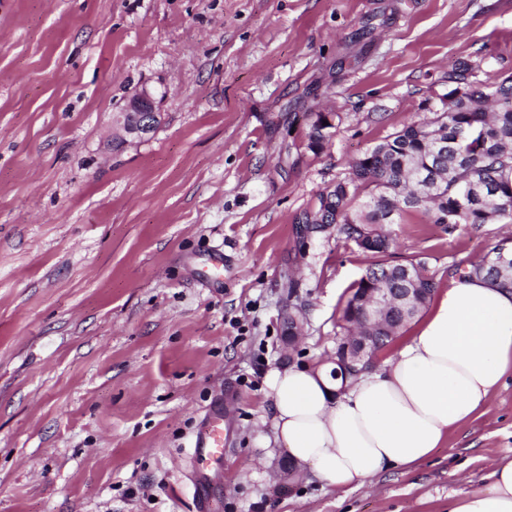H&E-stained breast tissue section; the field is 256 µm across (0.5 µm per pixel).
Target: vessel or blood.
Listing matches in <instances>:
<instances>
[{
    "label": "vessel or blood",
    "instance_id": "obj_1",
    "mask_svg": "<svg viewBox=\"0 0 512 512\" xmlns=\"http://www.w3.org/2000/svg\"><path fill=\"white\" fill-rule=\"evenodd\" d=\"M193 456L197 462L200 482L197 489L199 512H213L211 473L224 460V414L210 411L197 431L193 442Z\"/></svg>",
    "mask_w": 512,
    "mask_h": 512
}]
</instances>
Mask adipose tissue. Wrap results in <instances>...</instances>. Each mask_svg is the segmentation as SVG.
<instances>
[{
    "instance_id": "ef3b65f1",
    "label": "adipose tissue",
    "mask_w": 512,
    "mask_h": 512,
    "mask_svg": "<svg viewBox=\"0 0 512 512\" xmlns=\"http://www.w3.org/2000/svg\"><path fill=\"white\" fill-rule=\"evenodd\" d=\"M512 375V290L460 278L414 336L345 391L323 368L268 371L272 434L305 477L351 491L391 468H411L457 427L483 415ZM489 482L448 499V512H512V458L491 466Z\"/></svg>"
}]
</instances>
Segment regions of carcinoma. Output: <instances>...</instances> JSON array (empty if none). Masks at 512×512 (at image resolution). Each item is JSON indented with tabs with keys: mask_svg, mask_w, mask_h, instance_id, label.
Listing matches in <instances>:
<instances>
[{
	"mask_svg": "<svg viewBox=\"0 0 512 512\" xmlns=\"http://www.w3.org/2000/svg\"><path fill=\"white\" fill-rule=\"evenodd\" d=\"M464 63L448 71V81L461 87L456 111L436 112L430 121L411 122L382 142L367 149L351 167V176L326 187L314 212L321 225L312 226L313 237L324 234L323 225L374 258L352 285L342 311L344 337L366 334L359 319L361 301L370 288H420V308H425L437 288L435 273L426 263L411 259L389 261L394 239L392 224H406L424 209L430 223H448V231L460 224L512 223V78L492 86H475ZM327 115L312 113L306 133L308 148L317 153L331 136ZM454 274L483 278L502 287L512 286V238L502 239L492 252ZM403 321L392 309L376 328L382 337L398 335Z\"/></svg>",
	"mask_w": 512,
	"mask_h": 512,
	"instance_id": "obj_1",
	"label": "carcinoma"
}]
</instances>
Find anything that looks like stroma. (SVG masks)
Listing matches in <instances>:
<instances>
[{"label":"stroma","instance_id":"1","mask_svg":"<svg viewBox=\"0 0 512 512\" xmlns=\"http://www.w3.org/2000/svg\"><path fill=\"white\" fill-rule=\"evenodd\" d=\"M458 62L512 75V0H0V512H196L192 439L216 408V512H447L483 487L512 456V380L432 456L346 494L277 493L287 460L258 442L267 372L328 361L371 261L333 236L298 248L297 219L439 110ZM143 87L159 125L116 144ZM314 112L334 122L317 154ZM391 231L441 294L507 228ZM296 288H299V283L295 279H291L289 277L288 279V304L292 297H295L296 300H298V295H296ZM295 295V296H294ZM291 305V304H290ZM291 309H296L297 306H292ZM291 310H287L284 313L283 319L285 323L287 324L285 333L288 336V345L297 340L299 336H296L302 329V325L300 322V318L297 314L293 313Z\"/></svg>","mask_w":512,"mask_h":512}]
</instances>
